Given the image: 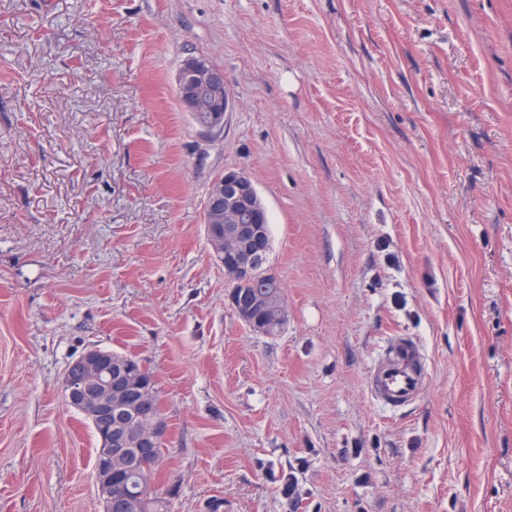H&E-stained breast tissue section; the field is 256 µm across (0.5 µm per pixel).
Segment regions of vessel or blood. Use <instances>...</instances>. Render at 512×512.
I'll return each mask as SVG.
<instances>
[{
	"label": "vessel or blood",
	"instance_id": "vessel-or-blood-1",
	"mask_svg": "<svg viewBox=\"0 0 512 512\" xmlns=\"http://www.w3.org/2000/svg\"><path fill=\"white\" fill-rule=\"evenodd\" d=\"M429 382L417 343L402 337L393 343L385 358L371 368L368 391L377 404L391 410L415 402Z\"/></svg>",
	"mask_w": 512,
	"mask_h": 512
}]
</instances>
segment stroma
Wrapping results in <instances>:
<instances>
[{"instance_id":"1","label":"stroma","mask_w":512,"mask_h":512,"mask_svg":"<svg viewBox=\"0 0 512 512\" xmlns=\"http://www.w3.org/2000/svg\"><path fill=\"white\" fill-rule=\"evenodd\" d=\"M190 57L223 132L180 105ZM227 169L276 336L207 244ZM396 337L430 385L389 411ZM93 346L153 371L173 512H512V0H0V512H104L62 395ZM178 98L200 127L222 131L232 96L224 71L202 57L187 58L179 71ZM268 212L252 178L243 170L227 169L212 183L204 216L206 239L217 262L224 266L227 282L250 288H235L244 298H263L260 319L265 335L275 336L285 322V298L281 288L261 292V284L280 281L265 267L269 240L265 232ZM214 224H224L222 227ZM264 275L259 276L260 272ZM260 277V278H259ZM257 290V291H256ZM391 347L385 358L371 368L368 381L371 398L389 410L415 402L430 382L422 353L414 340L398 338Z\"/></svg>"}]
</instances>
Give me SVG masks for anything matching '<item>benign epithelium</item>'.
<instances>
[{"label":"benign epithelium","mask_w":512,"mask_h":512,"mask_svg":"<svg viewBox=\"0 0 512 512\" xmlns=\"http://www.w3.org/2000/svg\"><path fill=\"white\" fill-rule=\"evenodd\" d=\"M178 98L200 127L221 131L232 96L224 71L202 57L184 61L178 76ZM268 212L252 178L243 170L226 169L212 183L204 216L206 239L228 282L257 288L279 281L265 267L269 240ZM229 306L247 327L257 322L254 304L227 294ZM136 373V360L126 359L117 371L112 356L91 347L72 361L63 378V398L92 423L100 440L96 489L106 512H125L126 498L112 494L124 475L141 466H163L159 448L165 444L168 422L160 413L161 401L151 387L129 391L124 380Z\"/></svg>","instance_id":"obj_1"}]
</instances>
